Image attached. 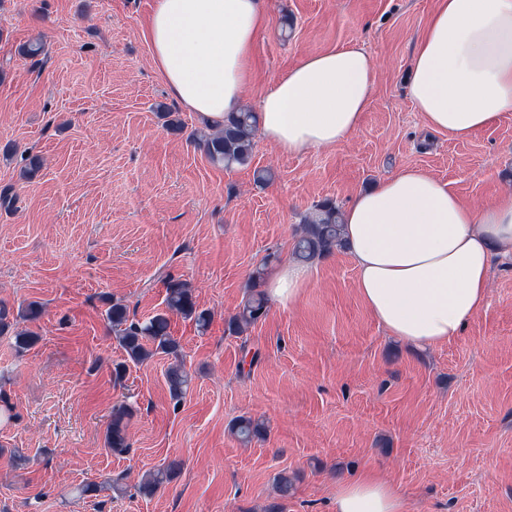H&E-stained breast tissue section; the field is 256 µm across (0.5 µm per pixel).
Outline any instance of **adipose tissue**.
Instances as JSON below:
<instances>
[{
    "mask_svg": "<svg viewBox=\"0 0 512 512\" xmlns=\"http://www.w3.org/2000/svg\"><path fill=\"white\" fill-rule=\"evenodd\" d=\"M268 24L263 0H155L148 37L173 96L209 123L239 111L251 51ZM376 66L359 44L303 58L260 102L266 141L293 154L358 129ZM410 95L425 124L465 139L512 112V0H440L418 40ZM344 240L359 293L390 335L448 343L486 298L494 254H512V193L477 208L410 166L355 195ZM334 512H406L373 473L337 485Z\"/></svg>",
    "mask_w": 512,
    "mask_h": 512,
    "instance_id": "obj_1",
    "label": "adipose tissue"
}]
</instances>
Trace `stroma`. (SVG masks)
I'll list each match as a JSON object with an SVG mask.
<instances>
[{
    "label": "stroma",
    "mask_w": 512,
    "mask_h": 512,
    "mask_svg": "<svg viewBox=\"0 0 512 512\" xmlns=\"http://www.w3.org/2000/svg\"><path fill=\"white\" fill-rule=\"evenodd\" d=\"M154 0H0V304L40 303V335L19 353L0 336V512H334L338 483L373 470L409 512H512V258L492 260L485 304L448 344L419 350L391 336L356 284L348 253L309 263L294 302L270 300L243 335L227 319L256 267L292 258L302 217L401 168L449 182L472 206L512 192V112L458 140L427 127L409 95L417 40L438 0H265L243 106L304 57L350 43L377 65L359 129L297 154L255 141L251 166L212 165L169 133L196 113L171 97L145 36ZM44 38L40 60L20 49ZM29 155L44 166L20 171ZM271 168L258 187L254 171ZM190 283L206 332L175 315L192 385L173 404L167 357L128 362L106 319L165 308L166 276ZM125 364L122 380L114 369ZM131 408V449L106 444L114 406ZM241 417L265 439L242 442ZM178 459L154 495L136 484ZM293 486L278 498L274 479ZM119 480L96 497L78 485Z\"/></svg>",
    "instance_id": "35a3bbf8"
}]
</instances>
